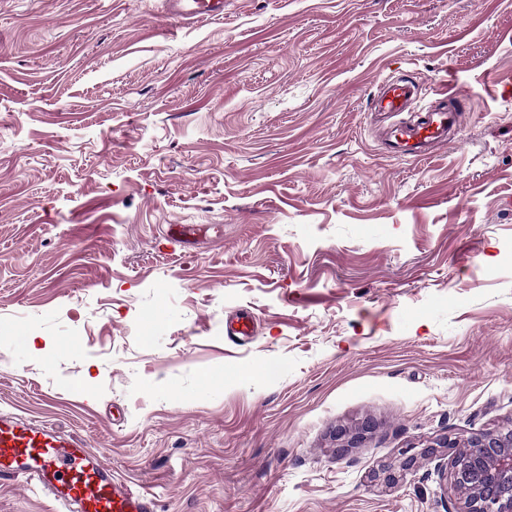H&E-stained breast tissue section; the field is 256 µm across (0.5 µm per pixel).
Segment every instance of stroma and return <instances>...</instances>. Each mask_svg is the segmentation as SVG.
<instances>
[{"label": "stroma", "instance_id": "35a3bbf8", "mask_svg": "<svg viewBox=\"0 0 512 512\" xmlns=\"http://www.w3.org/2000/svg\"><path fill=\"white\" fill-rule=\"evenodd\" d=\"M392 73L456 142L384 153ZM1 411L155 512H444L426 446L512 417V0H0ZM167 17L174 21L210 19L224 17V0H167ZM203 224H170L164 240L179 244H187L199 236L205 229ZM371 429V422L366 420L356 427L354 431L346 429L336 430V455L342 457L349 448H356V445L360 444Z\"/></svg>", "mask_w": 512, "mask_h": 512}]
</instances>
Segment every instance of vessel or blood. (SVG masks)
I'll return each mask as SVG.
<instances>
[{
  "mask_svg": "<svg viewBox=\"0 0 512 512\" xmlns=\"http://www.w3.org/2000/svg\"><path fill=\"white\" fill-rule=\"evenodd\" d=\"M165 13L174 21L224 17V0H166ZM446 103L421 110L417 120L393 123L385 134L387 154L395 159L421 161L435 144L453 140L458 113L453 103L462 98L457 86L442 93ZM419 99V86L399 77L385 80L373 99V109L400 115ZM204 230L200 224L169 225L165 239L186 244ZM29 481L46 492L63 512H153L148 491L115 478L101 452L85 439L60 435L32 418L0 413V482Z\"/></svg>",
  "mask_w": 512,
  "mask_h": 512,
  "instance_id": "1",
  "label": "vessel or blood"
}]
</instances>
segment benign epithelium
Returning a JSON list of instances; mask_svg holds the SVG:
<instances>
[{"mask_svg":"<svg viewBox=\"0 0 512 512\" xmlns=\"http://www.w3.org/2000/svg\"><path fill=\"white\" fill-rule=\"evenodd\" d=\"M371 429V422L366 420L352 431H336V455L344 456ZM458 448L467 452L461 456ZM428 454L447 458L438 465V471L450 475L456 490L462 492L454 512H512V420L463 440L438 438Z\"/></svg>","mask_w":512,"mask_h":512,"instance_id":"benign-epithelium-1","label":"benign epithelium"}]
</instances>
